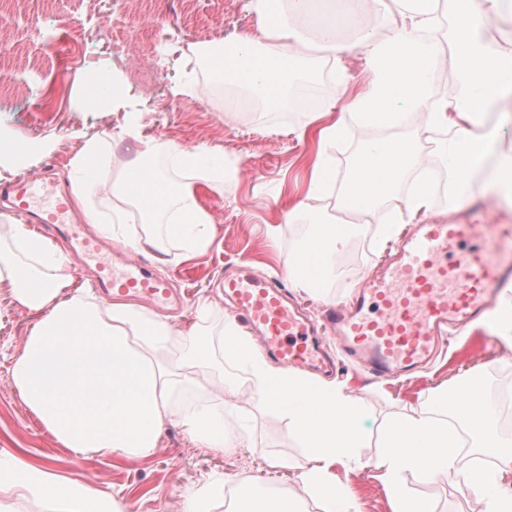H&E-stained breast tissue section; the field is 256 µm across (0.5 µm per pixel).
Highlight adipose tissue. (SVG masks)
Returning a JSON list of instances; mask_svg holds the SVG:
<instances>
[{
	"label": "adipose tissue",
	"instance_id": "obj_1",
	"mask_svg": "<svg viewBox=\"0 0 512 512\" xmlns=\"http://www.w3.org/2000/svg\"><path fill=\"white\" fill-rule=\"evenodd\" d=\"M256 29L238 40L217 43L209 56L213 78L233 87L224 109L258 105L263 112H285L295 105L294 87L317 82L331 72L336 97L311 113L296 135L318 139L309 189L288 208V220L312 232L298 250L283 258L295 286L309 290L314 279L304 267L316 264L321 280L333 274L336 255L361 230L358 216L386 209L390 237L397 224L428 213L434 185L413 180L418 170L447 166L456 199L474 192L473 177L486 171L485 188L512 198V153L495 166L493 111L512 102V0H252ZM501 26L502 41L484 44L488 23ZM358 49L374 79L349 95L343 63ZM449 58L458 79L436 89L432 78ZM118 138L139 143L136 159L112 183L93 169L106 156L99 138L87 139L67 167L75 201L87 223L120 239L131 251L178 249L188 260L209 248L213 220L198 188L224 179L219 151L189 149L172 141L170 156L183 171L169 181L147 161L153 151L138 119L124 114ZM447 140L433 154L423 152L438 130ZM358 134L344 180H337L330 151L344 137ZM339 186L342 216L322 219L320 202ZM167 224H158V216ZM0 288L14 304L38 319L10 377L21 400L53 438L79 454L150 458L165 426L185 429L194 447L224 452L245 446L235 417L224 408V376L210 360L212 343L204 333L179 331L166 318L142 306L106 302L89 288H74L73 259L34 235L29 225L0 226ZM226 356L245 369L257 400L284 419L305 451L297 491L268 493L251 479L237 484L234 512H302L314 500L324 512H357L354 495L337 480L335 468L367 465L380 471L392 512H435L431 501L408 490L403 476L462 479L476 494L478 512H512V441L493 432L486 389L475 379L456 402L439 392L411 412L391 419L381 436L380 454L360 456L365 407L344 385L322 383L272 366L228 320L221 334ZM468 431L482 467L460 465V433ZM42 499L53 512H123L114 494L66 479L24 451L0 448V512H14L18 501Z\"/></svg>",
	"mask_w": 512,
	"mask_h": 512
}]
</instances>
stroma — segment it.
Wrapping results in <instances>:
<instances>
[{
  "label": "stroma",
  "mask_w": 512,
  "mask_h": 512,
  "mask_svg": "<svg viewBox=\"0 0 512 512\" xmlns=\"http://www.w3.org/2000/svg\"><path fill=\"white\" fill-rule=\"evenodd\" d=\"M135 17L140 36L125 40L121 29H106L110 17ZM256 25L251 0H8L0 7V39L10 54L5 67L13 78L0 84V128L13 132L17 145L39 152L51 138L58 151L41 155L54 164L55 184L68 186L66 164L90 136L109 139L117 123L109 109L114 98L143 114V134L156 147L153 162L165 177L177 180L181 171L170 165L168 142L186 147L221 148L238 169L236 181L224 188H205L201 202L214 221L215 240L207 252L189 261L146 249L140 259L153 273L168 280L174 299L160 315L178 328L222 329L236 310L224 296L226 273L248 270L277 280L285 289L293 283L278 262L279 254L298 248L306 225L288 221V205L307 191L315 147L298 141L293 126L305 121L302 112L287 111L257 119L249 112H228L223 96L211 92L210 76L185 44L190 35L204 43L235 40ZM193 82V92L176 97L175 84ZM365 225L355 242L361 248L350 277L325 282L324 295L298 293L311 316L331 303L348 301L387 254L373 244L377 223ZM279 227L276 241L264 235L266 225ZM210 295V314L197 316L195 301ZM32 313L15 308L0 290V448H22L35 461L67 478L118 493L124 512H185L186 494L211 477L246 475L273 487L294 486L304 456L285 421L267 412L245 386V373L218 358L224 371V403L238 415L249 441L235 453H204L194 448L180 428L166 426L149 459L79 455L62 447L22 403L13 387L11 357L22 347L34 322ZM486 388L512 378V347L494 333L492 320L451 332L437 358L410 376L371 380L345 362L323 374L326 382L344 384L367 410L364 457L378 453L379 431L389 416L421 404L445 390H463L471 376ZM338 480L354 494L360 512H391L387 492L375 468L345 471ZM417 495L432 500L438 512H473L475 499L456 480L439 477L425 482L405 477Z\"/></svg>",
  "instance_id": "stroma-1"
}]
</instances>
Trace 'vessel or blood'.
Segmentation results:
<instances>
[{
  "label": "vessel or blood",
  "instance_id": "vessel-or-blood-1",
  "mask_svg": "<svg viewBox=\"0 0 512 512\" xmlns=\"http://www.w3.org/2000/svg\"><path fill=\"white\" fill-rule=\"evenodd\" d=\"M0 197L37 223L66 226L77 241L76 260L97 262L105 291L166 304V284L133 258L114 268L101 241L78 233L64 197L39 177L0 189ZM511 239L512 224L494 215L484 197L471 196L453 219L418 225L391 262L372 274L351 302L328 306L322 321L335 333L343 357L373 379L413 371L435 354L448 330L481 320L512 282V255L498 248ZM224 291L246 326L284 364L327 366L315 325L275 280L237 273L225 278Z\"/></svg>",
  "mask_w": 512,
  "mask_h": 512
}]
</instances>
